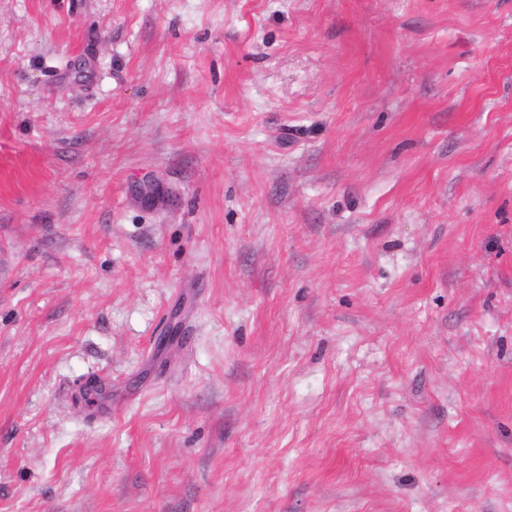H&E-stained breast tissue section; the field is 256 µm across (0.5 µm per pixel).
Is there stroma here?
Listing matches in <instances>:
<instances>
[{
  "mask_svg": "<svg viewBox=\"0 0 512 512\" xmlns=\"http://www.w3.org/2000/svg\"><path fill=\"white\" fill-rule=\"evenodd\" d=\"M0 512H512V0H0Z\"/></svg>",
  "mask_w": 512,
  "mask_h": 512,
  "instance_id": "35a3bbf8",
  "label": "stroma"
}]
</instances>
